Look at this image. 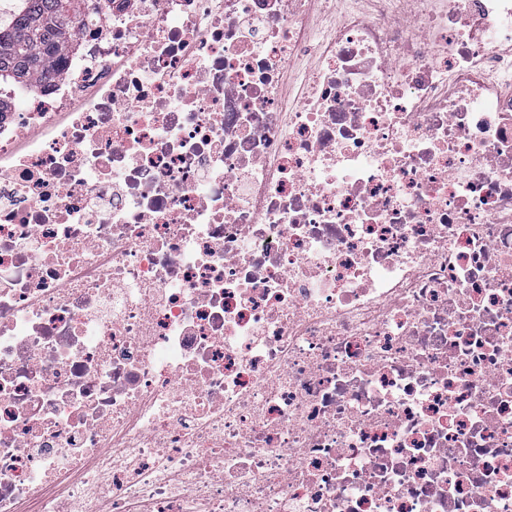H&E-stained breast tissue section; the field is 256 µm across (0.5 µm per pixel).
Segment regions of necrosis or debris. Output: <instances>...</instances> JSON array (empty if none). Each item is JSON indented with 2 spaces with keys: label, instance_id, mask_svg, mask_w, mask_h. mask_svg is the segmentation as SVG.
<instances>
[{
  "label": "necrosis or debris",
  "instance_id": "necrosis-or-debris-1",
  "mask_svg": "<svg viewBox=\"0 0 512 512\" xmlns=\"http://www.w3.org/2000/svg\"><path fill=\"white\" fill-rule=\"evenodd\" d=\"M0 101V512H512V0H88Z\"/></svg>",
  "mask_w": 512,
  "mask_h": 512
}]
</instances>
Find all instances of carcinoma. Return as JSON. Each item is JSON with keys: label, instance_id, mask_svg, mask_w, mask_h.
<instances>
[{"label": "carcinoma", "instance_id": "1", "mask_svg": "<svg viewBox=\"0 0 512 512\" xmlns=\"http://www.w3.org/2000/svg\"><path fill=\"white\" fill-rule=\"evenodd\" d=\"M87 0H18L15 16L0 27V84L21 85L31 75L50 73V62L72 39L75 24L93 20ZM23 31L28 42L14 34Z\"/></svg>", "mask_w": 512, "mask_h": 512}]
</instances>
